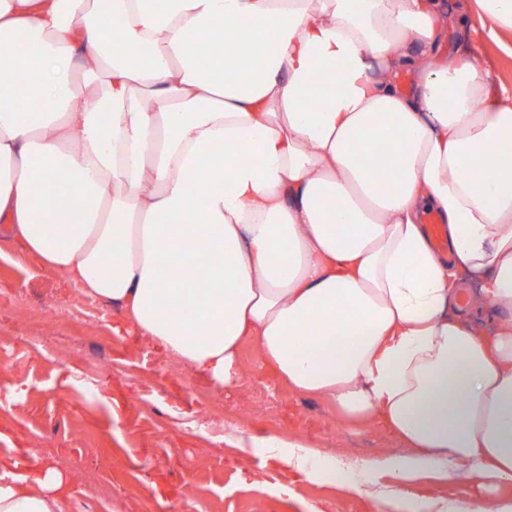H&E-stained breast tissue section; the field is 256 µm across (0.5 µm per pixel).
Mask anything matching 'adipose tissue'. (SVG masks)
Instances as JSON below:
<instances>
[{"mask_svg": "<svg viewBox=\"0 0 512 512\" xmlns=\"http://www.w3.org/2000/svg\"><path fill=\"white\" fill-rule=\"evenodd\" d=\"M463 25L446 0H0V223L214 387L249 341L403 450L239 448L372 512H512V91L479 41L441 54ZM200 255L206 288L176 273ZM198 304L207 324L179 316ZM62 483L0 460V512H65Z\"/></svg>", "mask_w": 512, "mask_h": 512, "instance_id": "1", "label": "adipose tissue"}]
</instances>
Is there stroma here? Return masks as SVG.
I'll list each match as a JSON object with an SVG mask.
<instances>
[{
  "label": "stroma",
  "instance_id": "stroma-1",
  "mask_svg": "<svg viewBox=\"0 0 512 512\" xmlns=\"http://www.w3.org/2000/svg\"><path fill=\"white\" fill-rule=\"evenodd\" d=\"M55 302L79 305L82 323L48 319ZM239 361L240 383L216 389L43 270L0 224V459L23 475L60 469L67 512H371L365 497L265 466L233 433L299 435L365 461L398 441L259 371L252 345Z\"/></svg>",
  "mask_w": 512,
  "mask_h": 512
}]
</instances>
